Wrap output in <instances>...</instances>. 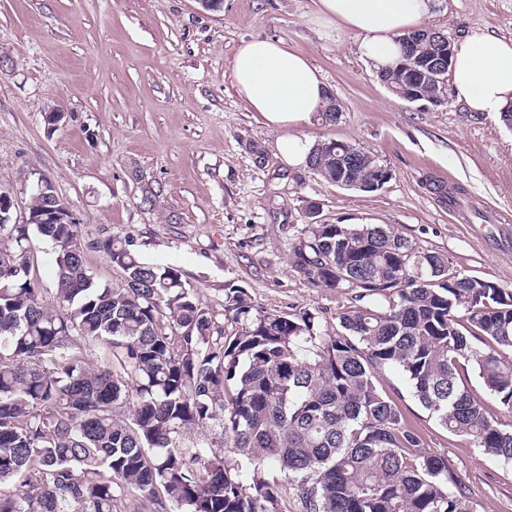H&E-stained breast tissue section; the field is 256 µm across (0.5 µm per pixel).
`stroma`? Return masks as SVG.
<instances>
[{
  "label": "stroma",
  "instance_id": "obj_1",
  "mask_svg": "<svg viewBox=\"0 0 512 512\" xmlns=\"http://www.w3.org/2000/svg\"><path fill=\"white\" fill-rule=\"evenodd\" d=\"M425 26L453 44L475 31L512 38V0H435ZM254 38L308 55L340 105L336 123L298 136L364 148L391 168L388 183L347 190L282 159L280 130L230 80L237 48ZM49 112L62 120L48 124ZM41 177L79 218L96 279L122 274L93 242L126 233L143 260L178 269L216 311L234 285L263 308L308 310L339 331L347 295L315 287L289 259L311 202L321 223L376 219L459 273L512 290V238L457 222L425 187L442 182L512 220V129L452 99L424 109L398 98L315 0H0V189L14 219ZM377 386L448 459L474 512H512L511 463L442 428L398 368H384Z\"/></svg>",
  "mask_w": 512,
  "mask_h": 512
}]
</instances>
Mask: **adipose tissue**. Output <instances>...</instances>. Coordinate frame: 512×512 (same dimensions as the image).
I'll return each mask as SVG.
<instances>
[{
  "label": "adipose tissue",
  "mask_w": 512,
  "mask_h": 512,
  "mask_svg": "<svg viewBox=\"0 0 512 512\" xmlns=\"http://www.w3.org/2000/svg\"><path fill=\"white\" fill-rule=\"evenodd\" d=\"M434 0H316L329 21L354 31L361 58L376 69L400 56L399 36L418 28ZM234 88L266 126L285 130L278 149L289 165L304 164L311 146L291 130L313 122L326 104L319 69L308 56L281 40L243 43L231 65ZM451 94L470 111L499 115L512 107V39L473 33L454 49Z\"/></svg>",
  "instance_id": "1"
}]
</instances>
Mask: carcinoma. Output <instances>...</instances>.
Masks as SVG:
<instances>
[{"label": "carcinoma", "instance_id": "carcinoma-1", "mask_svg": "<svg viewBox=\"0 0 512 512\" xmlns=\"http://www.w3.org/2000/svg\"><path fill=\"white\" fill-rule=\"evenodd\" d=\"M442 55L450 68L440 43L404 42L378 77L397 89L407 59ZM340 154L319 143L307 164L327 180ZM37 242L57 269L50 302L31 276ZM94 248L120 284L94 280L76 225L0 223V512H474L377 388L385 367L443 428L512 463V424L463 382L472 369L512 414V291L390 225L306 224L292 243L297 272L350 296L334 335L241 288L215 312L128 235ZM216 427L222 440L205 439Z\"/></svg>", "mask_w": 512, "mask_h": 512}]
</instances>
